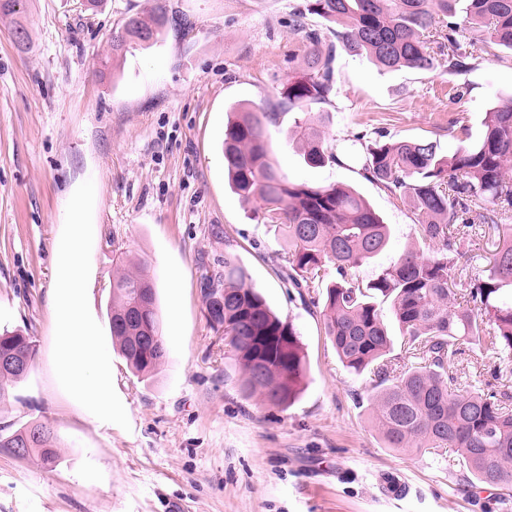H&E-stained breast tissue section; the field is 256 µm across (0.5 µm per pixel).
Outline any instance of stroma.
I'll list each match as a JSON object with an SVG mask.
<instances>
[{
	"label": "stroma",
	"mask_w": 512,
	"mask_h": 512,
	"mask_svg": "<svg viewBox=\"0 0 512 512\" xmlns=\"http://www.w3.org/2000/svg\"><path fill=\"white\" fill-rule=\"evenodd\" d=\"M305 0H167L188 22L113 58L111 37L146 0H26V47L0 18V328L32 337L26 376L0 404V430H55L56 467L0 448V512H512V496L458 491L452 461L385 447L370 418L371 373H350L325 334L318 288H295L286 245L260 202L235 194L222 141L239 104L275 113L271 159L289 180L354 189L391 227L387 248L357 267L370 281L421 247L416 217L361 171L380 138L427 139L441 153L477 143L493 101L512 94V53L461 74L379 70L338 53L336 93L308 107L338 162L306 164L288 133L283 93L311 49L295 13ZM115 67H108V60ZM464 115L465 130L453 127ZM86 200L87 319L111 342L112 280L146 263L168 360L153 378L110 355L112 418L75 405L56 370L54 245L72 196ZM302 343L306 377L287 409L244 396L224 374V331L209 322L204 274L225 256ZM394 475L408 496L383 489Z\"/></svg>",
	"instance_id": "1"
}]
</instances>
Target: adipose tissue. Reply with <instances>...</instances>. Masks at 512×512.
<instances>
[{
    "label": "adipose tissue",
    "mask_w": 512,
    "mask_h": 512,
    "mask_svg": "<svg viewBox=\"0 0 512 512\" xmlns=\"http://www.w3.org/2000/svg\"><path fill=\"white\" fill-rule=\"evenodd\" d=\"M85 241L80 223L59 244L56 364L71 400L103 419H111L112 402L104 364L107 347L84 317L83 284L79 274Z\"/></svg>",
    "instance_id": "1"
}]
</instances>
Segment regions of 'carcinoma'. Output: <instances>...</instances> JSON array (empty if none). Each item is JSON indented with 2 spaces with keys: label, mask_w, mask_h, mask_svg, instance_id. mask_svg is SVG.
<instances>
[{
  "label": "carcinoma",
  "mask_w": 512,
  "mask_h": 512,
  "mask_svg": "<svg viewBox=\"0 0 512 512\" xmlns=\"http://www.w3.org/2000/svg\"><path fill=\"white\" fill-rule=\"evenodd\" d=\"M316 14L339 27L336 42L322 47L318 30L306 26ZM299 30L313 49L303 77L288 83V105L299 109L326 101L335 90L337 50L367 54L376 66L435 69L437 56L425 34L442 27L448 72H462L468 59L499 57L512 51V0H306L297 14ZM169 24L165 0L134 13L112 36V58L132 45L149 46ZM272 112L241 107L224 129V167L231 190L243 201L259 200L287 245L288 278L308 274L316 287L320 271L336 270L323 292L322 317L343 366L377 378L368 397L371 416L387 448L450 457L462 469L465 487L477 483L512 493V391L486 384L466 388L454 362L464 348L483 349L504 362L512 359V95L486 113L485 131L473 146L442 155L428 140L388 139L366 148L362 174L390 195L409 203L428 250H406L367 284L352 270L381 253L390 229L352 190L336 185L296 184L279 173L270 157L266 123ZM293 140L308 165L339 160L336 145L310 117L295 123ZM497 237L493 259L470 273L479 241ZM148 292L144 327L162 335L156 292L146 264L123 270L112 282V339L132 370L154 375L167 354L137 343L115 320ZM202 292L215 323L224 327L227 359L238 369L239 390L281 408L301 392L305 355L291 324L271 310L247 282L244 270L224 256V273L204 277ZM390 302L402 336L407 364L390 359L393 341L378 301ZM32 337L0 333V352L24 350ZM265 372L256 374V362ZM26 374L0 370V403ZM31 422L0 434V448L35 452L42 463L58 461L54 432Z\"/></svg>",
  "instance_id": "1"
}]
</instances>
